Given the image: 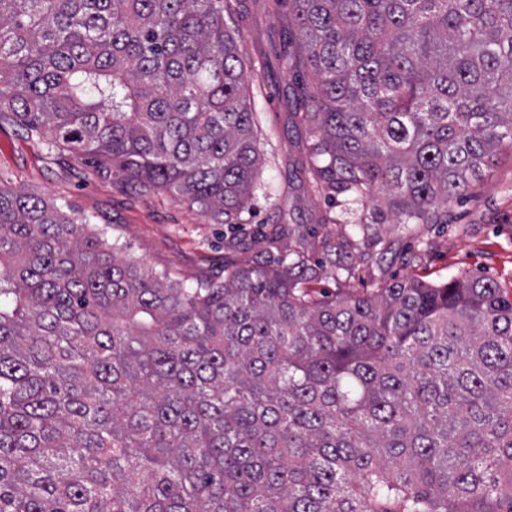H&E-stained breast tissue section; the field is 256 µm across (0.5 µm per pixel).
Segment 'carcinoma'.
I'll return each mask as SVG.
<instances>
[{"mask_svg": "<svg viewBox=\"0 0 512 512\" xmlns=\"http://www.w3.org/2000/svg\"><path fill=\"white\" fill-rule=\"evenodd\" d=\"M285 2L317 188L448 223L512 151V0ZM227 16L0 0V127L234 224L262 157ZM89 224L0 185V512H512L496 282L333 296L350 241L265 236L188 287Z\"/></svg>", "mask_w": 512, "mask_h": 512, "instance_id": "carcinoma-1", "label": "carcinoma"}]
</instances>
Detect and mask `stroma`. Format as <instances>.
I'll return each mask as SVG.
<instances>
[{
    "mask_svg": "<svg viewBox=\"0 0 512 512\" xmlns=\"http://www.w3.org/2000/svg\"><path fill=\"white\" fill-rule=\"evenodd\" d=\"M267 2L233 5L263 152L261 175L239 223H209L198 207L140 192L122 175L47 157L44 145L16 126L0 128V184L69 204L74 216L90 218L93 229L122 244L130 258L188 284L200 275L223 274L228 260L252 264L260 255L254 237L290 224L289 213L298 208L308 217L301 233L354 243L347 271L320 284L330 294L360 296L404 277L444 282L466 275L491 279L512 296V154H500L489 174L449 202L444 224H397L381 203L353 204L345 194L318 191L317 175L303 158L309 135L287 96L294 79L276 61L288 9L274 11ZM326 214L331 223H321ZM373 233L389 243L388 251L369 249ZM234 239L242 248L229 249ZM366 251L372 261L361 260Z\"/></svg>",
    "mask_w": 512,
    "mask_h": 512,
    "instance_id": "1",
    "label": "stroma"
}]
</instances>
